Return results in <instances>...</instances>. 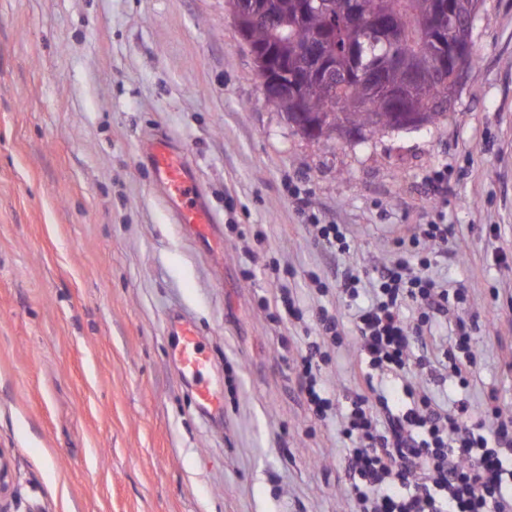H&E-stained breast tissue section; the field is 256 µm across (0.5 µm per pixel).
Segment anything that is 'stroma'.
I'll list each match as a JSON object with an SVG mask.
<instances>
[{
  "instance_id": "35a3bbf8",
  "label": "stroma",
  "mask_w": 512,
  "mask_h": 512,
  "mask_svg": "<svg viewBox=\"0 0 512 512\" xmlns=\"http://www.w3.org/2000/svg\"><path fill=\"white\" fill-rule=\"evenodd\" d=\"M476 64L445 118L317 142L268 106L228 0H0V450L10 512H352L348 441L315 419L295 360L320 308L352 327L338 283L392 255V228L444 211L430 272L463 288L477 366L438 401L496 397L512 417V0H482ZM185 152L215 224L178 223L143 152ZM448 171L434 199L425 179ZM347 225L319 243L289 197ZM499 225L498 235L486 225ZM319 277L328 286L318 291ZM303 318L282 319L278 284ZM193 321L222 416L173 361ZM352 342L321 377L355 389ZM307 220L313 223L322 244L327 249L338 253L350 252L353 239L344 224H317V218L313 214H308Z\"/></svg>"
}]
</instances>
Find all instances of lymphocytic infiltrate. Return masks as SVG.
Returning a JSON list of instances; mask_svg holds the SVG:
<instances>
[{"label":"lymphocytic infiltrate","instance_id":"f902f5d3","mask_svg":"<svg viewBox=\"0 0 512 512\" xmlns=\"http://www.w3.org/2000/svg\"><path fill=\"white\" fill-rule=\"evenodd\" d=\"M452 225L443 215L416 225L410 237L394 241L389 262L376 274L345 271L341 286L358 298L369 290L370 304L354 315L360 382L340 432L348 450L352 482L348 494L355 512H512V419L498 408L474 409L466 399L441 409L421 380L453 379L468 387L477 364L472 328L456 318L447 344L432 332L436 315L464 299L430 273L420 243H448ZM317 337L299 355L300 390L318 420L336 412L319 375L320 362L341 342L340 318L328 309L316 317ZM432 346L442 357L434 367L414 346ZM413 404L379 423L376 407L388 390Z\"/></svg>","mask_w":512,"mask_h":512}]
</instances>
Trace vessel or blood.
<instances>
[{
	"label": "vessel or blood",
	"instance_id": "vessel-or-blood-1",
	"mask_svg": "<svg viewBox=\"0 0 512 512\" xmlns=\"http://www.w3.org/2000/svg\"><path fill=\"white\" fill-rule=\"evenodd\" d=\"M155 179L179 223L190 225L197 235L211 233L214 219L202 198L192 168L185 156L163 137L145 146ZM168 330L177 338L175 361L184 380L193 388L203 410H222L219 395L203 381L209 359L195 325L181 316H172Z\"/></svg>",
	"mask_w": 512,
	"mask_h": 512
}]
</instances>
